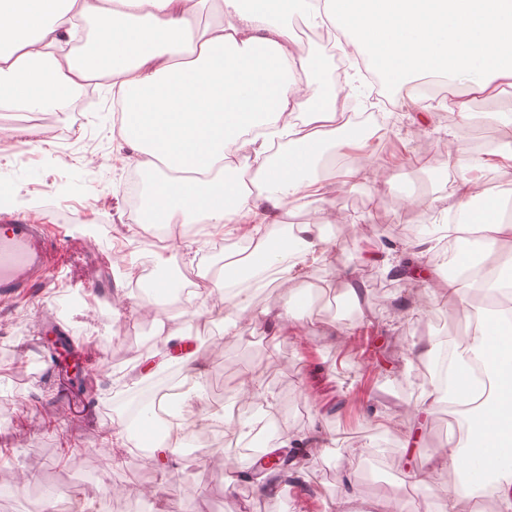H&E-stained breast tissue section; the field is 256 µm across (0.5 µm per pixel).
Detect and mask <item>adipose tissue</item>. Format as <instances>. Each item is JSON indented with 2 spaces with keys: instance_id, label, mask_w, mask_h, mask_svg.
Wrapping results in <instances>:
<instances>
[{
  "instance_id": "adipose-tissue-1",
  "label": "adipose tissue",
  "mask_w": 512,
  "mask_h": 512,
  "mask_svg": "<svg viewBox=\"0 0 512 512\" xmlns=\"http://www.w3.org/2000/svg\"><path fill=\"white\" fill-rule=\"evenodd\" d=\"M216 12L201 28L197 0H0V112L62 111L89 80L111 76L119 133L144 175L141 223L220 228L274 223L286 206L324 196L330 180L366 177L364 166L327 162L337 147L367 142L363 130L341 132L335 95L337 84L357 92L365 82L356 69L314 77L296 22L338 33L345 52L391 84L429 76L464 87L466 97L444 103L461 129L474 117L468 95L512 87V0H219ZM85 19L91 51L63 56V34ZM488 165L448 158V213L484 239L466 267L512 248L502 199L480 191ZM328 258L320 225L299 224L292 240L260 238L251 267L285 279ZM475 361L489 368V394L470 374ZM452 382L461 399L485 400L467 450L439 455L464 460L512 512V318L476 314L455 345Z\"/></svg>"
}]
</instances>
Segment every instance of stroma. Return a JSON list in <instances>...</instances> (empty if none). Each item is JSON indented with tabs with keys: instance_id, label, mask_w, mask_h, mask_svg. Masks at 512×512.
Returning a JSON list of instances; mask_svg holds the SVG:
<instances>
[{
	"instance_id": "stroma-1",
	"label": "stroma",
	"mask_w": 512,
	"mask_h": 512,
	"mask_svg": "<svg viewBox=\"0 0 512 512\" xmlns=\"http://www.w3.org/2000/svg\"><path fill=\"white\" fill-rule=\"evenodd\" d=\"M470 108L472 136L493 143L503 156L486 173L484 186L493 196L512 195V161L505 159L512 152V124L488 119L512 114V88L471 98ZM381 113L365 149H344L363 160L368 179L332 185L325 199L280 214L284 224H321L331 262L253 289L245 313L218 292L204 306L190 299L163 308L135 292L134 268L144 267L149 278L163 270L203 282L220 275L224 255L212 252L203 231L194 234L191 247L181 237L142 245L129 207L130 149L112 130L111 94L93 95L79 110L42 112V120L63 134L60 144L42 141L40 126L21 120L20 146L0 155V213H36L55 224L58 211L66 210L72 226L64 231L62 259L43 288L29 299H0V512H30L34 506L44 512L50 490L59 512H156L163 505L173 512H302L310 499L317 512H333L348 489L354 492L353 512H371L380 501L409 507L424 502L431 512H445L460 471L438 460L435 451L458 443L462 425L448 410L425 408L427 388L412 357L437 337L465 334L467 321L434 282L401 277L390 287L376 286L379 266L368 256L386 225L418 224L431 206L452 204L447 153L456 120L438 106L418 120L402 101ZM393 144L422 156V163L388 164L383 151ZM88 153L103 158L100 169L85 167ZM96 235L102 252L126 242L130 264L104 268L102 253L80 242ZM329 288L355 301L357 316L332 312L325 299ZM271 313L284 314L279 329L271 328ZM50 314L76 340L89 343L104 365L96 419L81 423L67 412L63 395L78 392L79 380L54 381L47 373L37 333ZM230 318L237 328L228 334L224 322ZM162 323L197 339L204 367L200 399L176 414L190 430L192 459L179 450L135 453L128 436L104 441L116 431L118 403L133 387L184 374L172 362L146 377L132 369L133 352ZM363 328L374 337L371 364L379 381L356 399L355 378L336 360L348 355ZM248 366L273 369L263 373L259 395L284 431L267 437L265 447L321 431L322 445L304 451L301 485L276 482L261 492L248 479L235 491L227 489L229 470L249 476L254 468L246 434L236 427L253 417L244 395L232 389ZM220 408L228 413L224 422L202 421L204 412Z\"/></svg>"
}]
</instances>
